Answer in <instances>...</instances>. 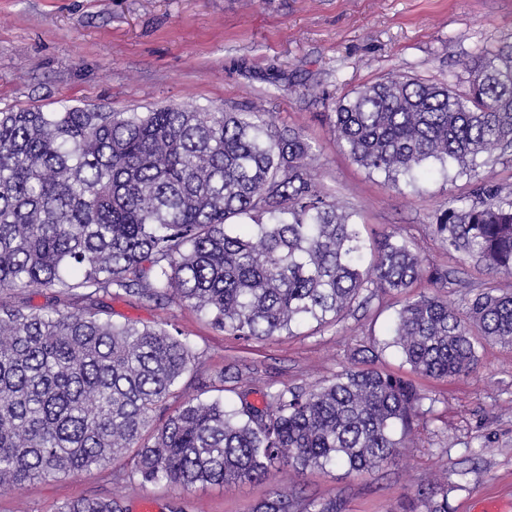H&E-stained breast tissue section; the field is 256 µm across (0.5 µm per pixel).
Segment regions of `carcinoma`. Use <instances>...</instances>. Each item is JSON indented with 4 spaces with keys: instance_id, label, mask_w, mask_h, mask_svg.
I'll list each match as a JSON object with an SVG mask.
<instances>
[{
    "instance_id": "1",
    "label": "carcinoma",
    "mask_w": 512,
    "mask_h": 512,
    "mask_svg": "<svg viewBox=\"0 0 512 512\" xmlns=\"http://www.w3.org/2000/svg\"><path fill=\"white\" fill-rule=\"evenodd\" d=\"M469 90L393 76L335 102L336 139L360 166L416 182L433 162L475 172L512 148V42L483 48ZM312 147L261 112L164 106L0 112V294L35 290L52 307L0 305V493L132 455L128 479L260 482L341 466L369 472L398 455L426 395L374 368L319 387L285 386L258 407L239 395L182 396L194 344L173 324L117 323L102 298L193 308L228 336L269 339L334 324L360 298L445 284L396 231L367 242L310 173ZM448 249L512 275V197L481 182L436 215ZM79 296L87 304L69 302ZM392 344L417 374L467 375L477 345L512 346V293H476L464 310L406 298ZM179 401L169 409L168 401ZM448 479L402 512H449ZM338 493L275 489L253 512H344ZM57 512H124L82 498Z\"/></svg>"
}]
</instances>
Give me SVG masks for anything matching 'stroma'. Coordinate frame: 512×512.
<instances>
[{"instance_id": "35a3bbf8", "label": "stroma", "mask_w": 512, "mask_h": 512, "mask_svg": "<svg viewBox=\"0 0 512 512\" xmlns=\"http://www.w3.org/2000/svg\"><path fill=\"white\" fill-rule=\"evenodd\" d=\"M506 41L512 42V0H0V111L198 105L265 113L311 143L317 184L355 213L365 237L399 231L427 266L447 270L444 287L421 281L415 293L435 291L462 306L484 288L512 292V277L491 276L448 251L433 232L434 216L470 200L482 180L512 193V162L499 159L476 175L433 171L395 184L352 161L329 115L336 100L391 75L465 93L477 48ZM403 302L384 294L335 324L310 323L260 341L224 335L175 303L105 298L113 321L171 322L189 336L196 358L183 379L186 394H196L202 382L219 389L229 368L241 376L226 401L237 402L243 392L257 403L269 390L371 367L410 380L431 408L403 454L367 473L284 467L261 483L184 490L130 482L124 459L0 494V512H57L77 498H116L131 512L143 495L155 498L160 512H252L274 488L292 485L310 497L343 493L346 512H397L407 496L446 472L458 485L450 512H472L483 500L512 512V348L479 349L478 365L466 376L419 375L389 345Z\"/></svg>"}]
</instances>
